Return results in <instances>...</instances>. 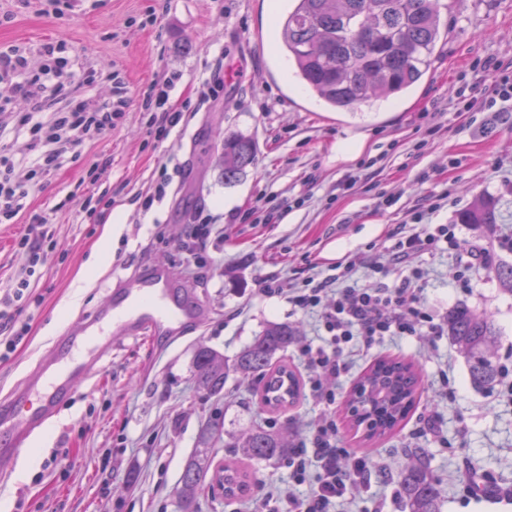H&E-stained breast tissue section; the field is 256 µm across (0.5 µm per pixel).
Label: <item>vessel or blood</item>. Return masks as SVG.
<instances>
[{"mask_svg": "<svg viewBox=\"0 0 512 512\" xmlns=\"http://www.w3.org/2000/svg\"><path fill=\"white\" fill-rule=\"evenodd\" d=\"M206 316L205 306L162 267L113 289L92 314L62 332L11 400L0 405V472L9 469L27 439L55 415L74 391L76 377L109 365L113 337H175Z\"/></svg>", "mask_w": 512, "mask_h": 512, "instance_id": "vessel-or-blood-1", "label": "vessel or blood"}]
</instances>
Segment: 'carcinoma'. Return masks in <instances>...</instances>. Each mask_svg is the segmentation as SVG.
Listing matches in <instances>:
<instances>
[{
	"mask_svg": "<svg viewBox=\"0 0 512 512\" xmlns=\"http://www.w3.org/2000/svg\"><path fill=\"white\" fill-rule=\"evenodd\" d=\"M281 17L277 37L288 55L295 77L330 109L357 112L393 95H401L430 71L433 54L442 37L438 0H291ZM224 180H236L255 161L254 142L241 135L224 138ZM461 224L496 223L492 200L479 199L460 213ZM448 337L463 354L471 383L490 386L499 375L495 350L500 336L492 318L466 306L448 312ZM298 339L296 328L272 324L243 349L233 364L244 376L263 378L261 403L273 410L286 408L299 395V383L278 355ZM196 380L210 395L224 390L228 368L224 357L209 348L198 350ZM360 385L369 387L365 413L371 425L362 440L372 442L391 436L407 418L418 397L415 363L382 359L366 372ZM218 426L203 435L201 447L187 459L177 487L181 512H196L212 461L210 442ZM230 447L237 456L253 461L288 456L282 431L257 428L234 438ZM224 496L249 493L253 473L237 462L220 467ZM408 512H441L435 478L420 461L396 474Z\"/></svg>",
	"mask_w": 512,
	"mask_h": 512,
	"instance_id": "1",
	"label": "carcinoma"
}]
</instances>
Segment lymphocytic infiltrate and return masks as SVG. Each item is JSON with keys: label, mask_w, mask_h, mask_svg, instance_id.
Listing matches in <instances>:
<instances>
[{"label": "lymphocytic infiltrate", "mask_w": 512, "mask_h": 512, "mask_svg": "<svg viewBox=\"0 0 512 512\" xmlns=\"http://www.w3.org/2000/svg\"><path fill=\"white\" fill-rule=\"evenodd\" d=\"M67 45L49 40L37 45L0 47V134L24 137L28 159L17 160L0 143V223L8 224L27 212L31 193L43 188L63 169L79 163L80 146L100 140L117 128L129 105V91L117 74L107 77L111 96L101 101L98 84L87 68H74ZM173 79L155 85L142 100L150 113L149 127L163 140L188 111L169 107ZM21 100L26 110L13 108ZM27 232L18 241L32 265L9 288L0 290V360L8 358L24 339L40 306L31 287L36 264L45 247L53 245L46 216L28 212ZM452 249L468 260L486 262L487 252L464 243L445 224H416L400 234L389 248L395 284L355 282L354 265L336 276L315 281L309 288H288L289 304L316 313L317 340L302 344L300 355L308 368L334 377L346 372L355 357L368 352L387 336H441L445 324L423 301L424 281L416 260ZM309 443L288 454L287 487L273 486L249 504L250 512H335L353 487L371 486L382 477L371 458L340 447L335 420L320 419L308 428Z\"/></svg>", "instance_id": "obj_1"}]
</instances>
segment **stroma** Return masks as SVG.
I'll return each mask as SVG.
<instances>
[{
    "label": "stroma",
    "instance_id": "1",
    "mask_svg": "<svg viewBox=\"0 0 512 512\" xmlns=\"http://www.w3.org/2000/svg\"><path fill=\"white\" fill-rule=\"evenodd\" d=\"M281 0H100L96 10L75 6L57 16L42 0H0V45L65 40L76 66L118 73L130 90L122 123L104 139L83 144L85 163L109 156L98 185L111 209L122 210L112 249L103 252L104 223H83L64 199L80 170L65 169L30 198L47 214L56 246L44 250L32 282L42 298L26 339L0 360V399L8 396L65 327L90 314L121 280L166 267L191 298L209 308L207 320L168 342L119 337L110 365L77 380L45 432L0 473L6 512H179L175 489L206 426L220 423L211 443L214 466L231 458V437L257 427L286 430L303 441L306 423L332 412L339 443L390 470L423 452L441 492V512H512V399L497 386L472 385L464 358L445 336L387 338L357 359L331 386L332 408L309 393L284 411L260 403L257 377L230 372L224 391L207 395L195 382L194 358L207 346L233 363L267 325L296 326L315 338L317 322L264 284L305 287L333 275L337 263L358 266L359 282L385 281L390 236L415 222L454 226L457 237L490 250L488 264H469L456 251L419 258L424 301L440 316L459 305L492 315L501 336L497 360H512V294L496 278L512 264V114L455 111L460 90L489 89L493 74L476 78L487 60L512 62V0H441L446 38L435 50L426 81L363 112H333L294 77L275 41ZM154 23H146V15ZM237 68L236 83H224ZM177 82L169 102L200 106L187 127L162 141L145 134L144 93L167 77ZM207 99H200L203 88ZM249 136L254 165L225 183L220 162L225 136ZM171 183L162 202L142 211L160 166ZM496 202L492 232L457 223L476 196ZM209 215L206 246L193 259L178 248L196 212ZM26 216L0 223V289L28 267L18 241ZM466 277L470 289L460 287ZM419 363L423 392L394 436L362 446L347 428L348 395L382 357ZM456 387L447 400L439 382ZM441 416L439 437L421 434L425 416ZM492 473L502 490L470 498L462 469Z\"/></svg>",
    "mask_w": 512,
    "mask_h": 512
}]
</instances>
